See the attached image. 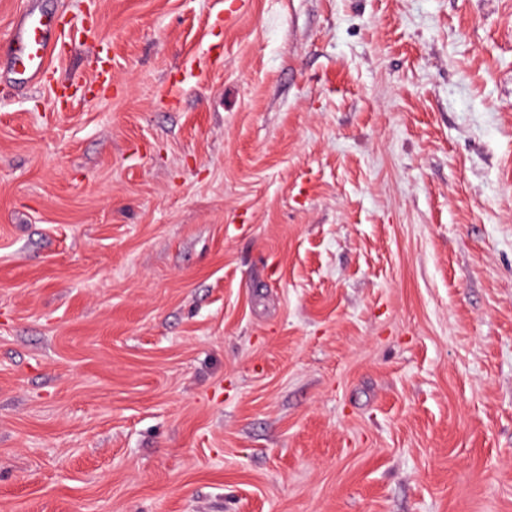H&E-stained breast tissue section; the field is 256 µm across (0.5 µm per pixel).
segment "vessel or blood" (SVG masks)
I'll use <instances>...</instances> for the list:
<instances>
[{
	"label": "vessel or blood",
	"instance_id": "obj_1",
	"mask_svg": "<svg viewBox=\"0 0 512 512\" xmlns=\"http://www.w3.org/2000/svg\"><path fill=\"white\" fill-rule=\"evenodd\" d=\"M59 22L54 15L24 9L11 32L0 39V52L8 59L21 80H44L54 56L65 46L58 36Z\"/></svg>",
	"mask_w": 512,
	"mask_h": 512
}]
</instances>
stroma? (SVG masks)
Segmentation results:
<instances>
[{"mask_svg":"<svg viewBox=\"0 0 512 512\" xmlns=\"http://www.w3.org/2000/svg\"><path fill=\"white\" fill-rule=\"evenodd\" d=\"M224 2L0 63V512H512V0Z\"/></svg>","mask_w":512,"mask_h":512,"instance_id":"stroma-1","label":"stroma"}]
</instances>
